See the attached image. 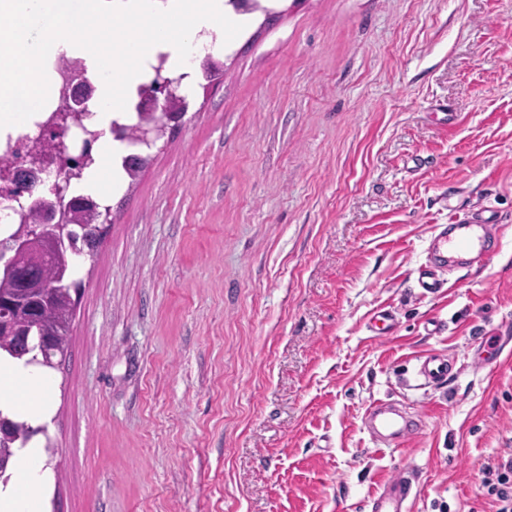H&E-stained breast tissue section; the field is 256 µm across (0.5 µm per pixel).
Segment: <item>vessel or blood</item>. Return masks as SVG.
Segmentation results:
<instances>
[{
	"label": "vessel or blood",
	"instance_id": "b4317fda",
	"mask_svg": "<svg viewBox=\"0 0 512 512\" xmlns=\"http://www.w3.org/2000/svg\"><path fill=\"white\" fill-rule=\"evenodd\" d=\"M493 225L494 220L487 216L485 207L475 205L461 223L437 227L432 258L418 277V285L424 293L436 294L444 288L443 274L450 264L482 261L488 253L487 241ZM454 371L445 353L435 351L420 359L419 374L425 383L444 384ZM412 426L410 412L386 401L374 403L364 419L366 431L377 444H402L411 434ZM412 487L409 473L398 472L385 477L371 498V512H409Z\"/></svg>",
	"mask_w": 512,
	"mask_h": 512
}]
</instances>
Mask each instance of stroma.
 Returning a JSON list of instances; mask_svg holds the SVG:
<instances>
[{"label":"stroma","instance_id":"35a3bbf8","mask_svg":"<svg viewBox=\"0 0 512 512\" xmlns=\"http://www.w3.org/2000/svg\"><path fill=\"white\" fill-rule=\"evenodd\" d=\"M261 5L75 259L32 493L42 512H370L406 470L412 512H496L482 469L512 456V363H473L512 330V0ZM475 203L504 226L488 259L423 293L434 227ZM434 350L459 367L442 387L415 372ZM376 400L419 435L375 447Z\"/></svg>","mask_w":512,"mask_h":512}]
</instances>
